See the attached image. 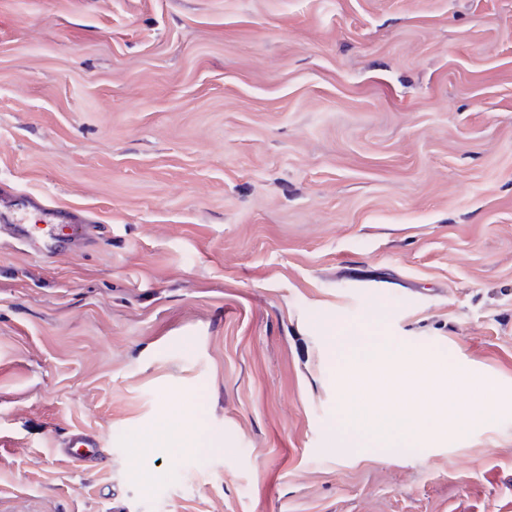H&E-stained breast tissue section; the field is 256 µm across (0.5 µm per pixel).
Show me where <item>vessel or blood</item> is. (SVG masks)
I'll list each match as a JSON object with an SVG mask.
<instances>
[{
  "label": "vessel or blood",
  "mask_w": 512,
  "mask_h": 512,
  "mask_svg": "<svg viewBox=\"0 0 512 512\" xmlns=\"http://www.w3.org/2000/svg\"><path fill=\"white\" fill-rule=\"evenodd\" d=\"M22 245L32 243L45 259L90 241V226L67 205L45 196L23 195L14 205L0 209V240ZM61 453L78 458L99 455V443L88 433L75 429L61 441Z\"/></svg>",
  "instance_id": "vessel-or-blood-1"
}]
</instances>
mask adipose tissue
I'll return each mask as SVG.
<instances>
[{"label":"adipose tissue","mask_w":512,"mask_h":512,"mask_svg":"<svg viewBox=\"0 0 512 512\" xmlns=\"http://www.w3.org/2000/svg\"><path fill=\"white\" fill-rule=\"evenodd\" d=\"M340 385V405L348 428L357 438L371 443L410 446L417 442L425 424L434 433H462L477 422L488 419L497 394L485 386L480 398L448 404L411 393L416 381L433 382L439 374L416 353L385 344L352 347L344 358ZM386 376L397 390L392 403L366 401L353 387L356 379L371 380Z\"/></svg>","instance_id":"adipose-tissue-1"}]
</instances>
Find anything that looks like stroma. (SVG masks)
Returning a JSON list of instances; mask_svg holds the SVG:
<instances>
[{
	"label": "stroma",
	"mask_w": 512,
	"mask_h": 512,
	"mask_svg": "<svg viewBox=\"0 0 512 512\" xmlns=\"http://www.w3.org/2000/svg\"><path fill=\"white\" fill-rule=\"evenodd\" d=\"M23 192L96 242L0 249V512H512V0H0ZM336 322L497 409L356 447ZM160 438H163L171 448H193L198 443L197 436L185 431L182 422L168 419L162 428L136 437L132 442V448H148L152 442ZM59 451L70 457L84 459L99 455V443L82 429H74L61 441Z\"/></svg>",
	"instance_id": "1"
}]
</instances>
